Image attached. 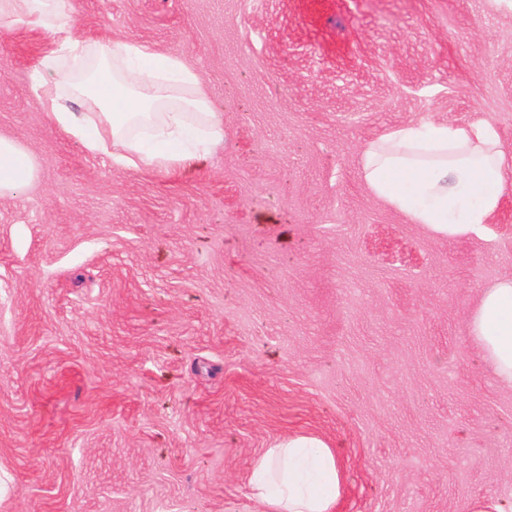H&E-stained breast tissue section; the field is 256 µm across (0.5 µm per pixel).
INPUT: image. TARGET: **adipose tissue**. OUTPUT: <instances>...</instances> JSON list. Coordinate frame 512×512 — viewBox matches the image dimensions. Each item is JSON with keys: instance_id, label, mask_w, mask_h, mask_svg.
<instances>
[{"instance_id": "obj_1", "label": "adipose tissue", "mask_w": 512, "mask_h": 512, "mask_svg": "<svg viewBox=\"0 0 512 512\" xmlns=\"http://www.w3.org/2000/svg\"><path fill=\"white\" fill-rule=\"evenodd\" d=\"M0 29L48 33L50 48L30 73V89L66 135L120 165L169 168L205 158L224 126L183 58L124 38L91 43L76 30L74 0H0ZM81 98L72 112L63 90ZM38 167L0 134V198H20ZM512 156L496 129L433 121L394 126L362 152L360 177L383 203L435 236L480 233L502 207ZM470 338L500 384L512 387V277L482 289L468 313ZM255 512H336L342 472L318 435L299 433L252 463Z\"/></svg>"}]
</instances>
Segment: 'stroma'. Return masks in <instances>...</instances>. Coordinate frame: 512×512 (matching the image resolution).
<instances>
[{"mask_svg":"<svg viewBox=\"0 0 512 512\" xmlns=\"http://www.w3.org/2000/svg\"><path fill=\"white\" fill-rule=\"evenodd\" d=\"M84 37L176 53L224 121L209 156L126 167L31 92L49 43L0 30V512H255L265 449L319 434L337 512H512V387L470 341L512 276L493 224L438 238L360 180L410 122L512 152V8L490 0H75ZM37 174L31 154L16 139L0 134V198L20 199Z\"/></svg>","mask_w":512,"mask_h":512,"instance_id":"1","label":"stroma"}]
</instances>
